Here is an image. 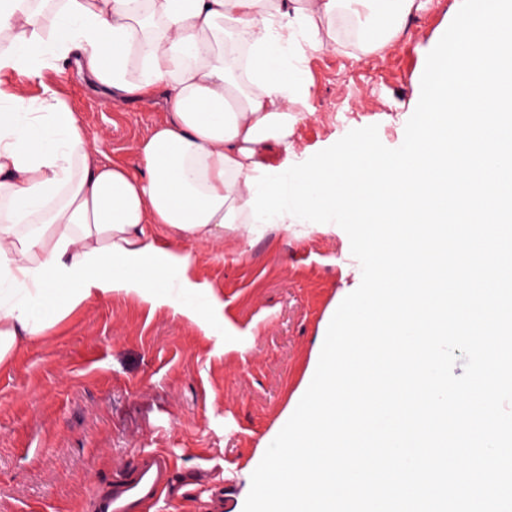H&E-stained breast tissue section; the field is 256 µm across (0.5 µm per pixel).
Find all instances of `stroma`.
<instances>
[{
  "label": "stroma",
  "instance_id": "35a3bbf8",
  "mask_svg": "<svg viewBox=\"0 0 512 512\" xmlns=\"http://www.w3.org/2000/svg\"><path fill=\"white\" fill-rule=\"evenodd\" d=\"M458 6L425 0L378 54L337 25L336 44L305 61L315 110L291 138L295 157L369 125L399 147L426 57ZM9 80L29 98L52 90L67 99L104 153L132 170L138 142L167 112L160 96L111 99L75 59ZM166 240L192 248L197 277L223 301V341L120 295L74 309L0 369V512H92L89 488L112 485L147 450L168 455L185 488L150 512H242L358 262L332 222L260 224L241 248L193 245L176 231Z\"/></svg>",
  "mask_w": 512,
  "mask_h": 512
}]
</instances>
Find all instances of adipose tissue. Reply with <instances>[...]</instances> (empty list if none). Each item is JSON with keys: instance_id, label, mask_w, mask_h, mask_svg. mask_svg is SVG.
I'll use <instances>...</instances> for the list:
<instances>
[{"instance_id": "obj_1", "label": "adipose tissue", "mask_w": 512, "mask_h": 512, "mask_svg": "<svg viewBox=\"0 0 512 512\" xmlns=\"http://www.w3.org/2000/svg\"><path fill=\"white\" fill-rule=\"evenodd\" d=\"M0 0V75L78 54L110 97L163 95L166 118L130 171L95 147L56 92L35 101L0 82V368L80 304L115 294L167 306L206 335L224 307L194 276L192 250L159 241L243 243L245 184L291 155L314 112L305 52L348 16L364 51L399 36L422 0Z\"/></svg>"}]
</instances>
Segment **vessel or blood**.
I'll list each match as a JSON object with an SVG mask.
<instances>
[{"label": "vessel or blood", "mask_w": 512, "mask_h": 512, "mask_svg": "<svg viewBox=\"0 0 512 512\" xmlns=\"http://www.w3.org/2000/svg\"><path fill=\"white\" fill-rule=\"evenodd\" d=\"M169 461L154 451L144 452L141 463L128 471L112 489L93 487L90 497L95 512H140L152 500L158 488L167 482Z\"/></svg>", "instance_id": "vessel-or-blood-1"}]
</instances>
